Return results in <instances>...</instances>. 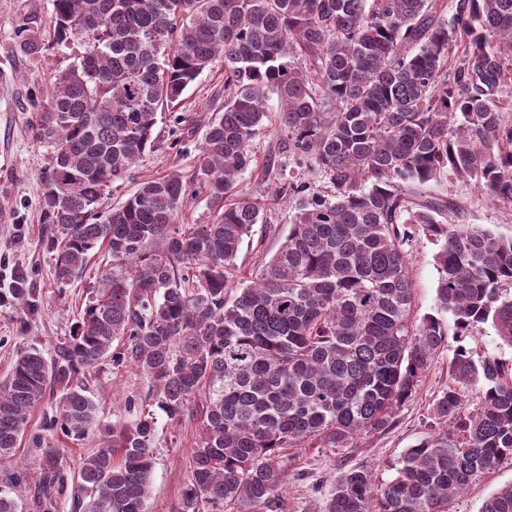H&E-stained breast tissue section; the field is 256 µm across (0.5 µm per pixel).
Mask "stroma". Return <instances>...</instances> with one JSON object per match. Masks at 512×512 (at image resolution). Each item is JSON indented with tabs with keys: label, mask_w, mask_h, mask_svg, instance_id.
<instances>
[{
	"label": "stroma",
	"mask_w": 512,
	"mask_h": 512,
	"mask_svg": "<svg viewBox=\"0 0 512 512\" xmlns=\"http://www.w3.org/2000/svg\"><path fill=\"white\" fill-rule=\"evenodd\" d=\"M52 0H0V381L7 378L17 355L36 348L53 358L60 343L70 338L80 314L94 297L102 273L111 270L112 258L94 249L86 272L63 285L55 276L54 254L48 248L49 225L41 217L40 177L51 160L50 144L36 140L38 104L48 94L54 71L67 68L81 51L78 41L53 45L42 56H27L18 47V30L36 20L49 25ZM224 110V63L215 61L184 94L181 107L159 114L155 143L133 170L128 183L101 199L99 211L120 204L147 178L172 173L191 178L201 160L205 127ZM249 149L254 162L234 193L256 202L263 216L251 237L245 238L236 263L242 278L251 279L276 252L296 212V198L283 195L289 181L300 178L313 192L324 180L310 160L289 156L282 135L268 129L257 135ZM441 192L455 196L460 205L451 215L455 224H476L512 237V204L493 203L483 189L453 179ZM403 250L414 288V316L438 314L445 326L453 317L437 310L438 246L419 228H411ZM25 277L39 309L35 315L20 311L11 296L14 279ZM456 347L447 340L423 373L416 391L393 414L391 427L369 433L343 448H292L291 478L283 494L286 512H316L338 475L354 468L371 469L377 481L391 479L403 452L440 427L433 404L451 381L448 364ZM83 380L100 421L88 439L73 442L50 428L57 414L60 389L48 390L33 410L14 455L0 462V489L19 482L17 512H80L74 475L80 457L92 454L111 440L116 425L134 424L149 408L148 377L130 364L104 361ZM195 414L171 421L157 416L155 466L145 512H181L180 503L194 448L201 438ZM512 483V459L480 474L454 503L453 512H480L498 488Z\"/></svg>",
	"instance_id": "35a3bbf8"
}]
</instances>
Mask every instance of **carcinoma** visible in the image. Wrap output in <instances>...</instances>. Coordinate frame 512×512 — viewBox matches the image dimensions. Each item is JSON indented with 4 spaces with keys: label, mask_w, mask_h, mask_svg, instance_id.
I'll return each mask as SVG.
<instances>
[{
    "label": "carcinoma",
    "mask_w": 512,
    "mask_h": 512,
    "mask_svg": "<svg viewBox=\"0 0 512 512\" xmlns=\"http://www.w3.org/2000/svg\"><path fill=\"white\" fill-rule=\"evenodd\" d=\"M53 27H24L22 53L75 37L79 61L55 76L37 123L53 140L40 179L63 282L105 247L99 280L53 361L32 348L0 387V462L13 455L49 384L59 385L64 436L81 441L96 406L81 375L105 359L135 365L174 421L192 410L193 450L181 512H284L288 448H341L390 428L444 344L434 315L412 316L403 245L413 226L439 244L438 300L459 342L452 383L435 400L441 429L407 449L393 479L372 470L336 478L324 512H453L480 473L512 458V372L461 344L491 323L512 347V238L450 224L448 177L512 203V0H53ZM224 112L206 129L193 182L140 183L105 217L95 205L124 185L154 143L158 113L217 57ZM276 96L288 154L314 161L328 194L302 197L288 234L237 288L236 259L258 206L229 192L254 162L252 139ZM333 105L330 112L325 104ZM205 192L215 217L181 224ZM13 298L37 312L32 290ZM128 339L125 353L111 352ZM157 418L112 427V445L80 458L84 512H145ZM481 512H512V484Z\"/></svg>",
    "instance_id": "obj_1"
}]
</instances>
